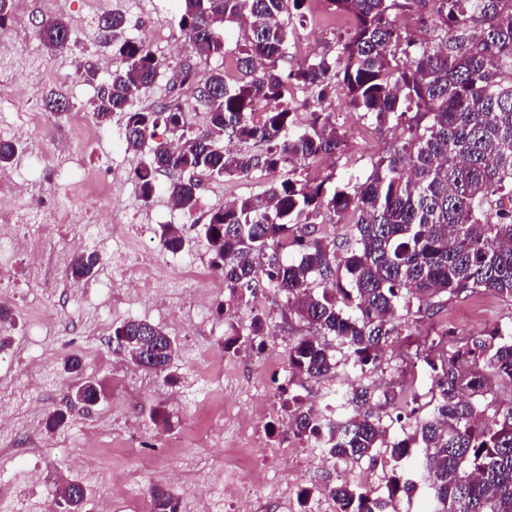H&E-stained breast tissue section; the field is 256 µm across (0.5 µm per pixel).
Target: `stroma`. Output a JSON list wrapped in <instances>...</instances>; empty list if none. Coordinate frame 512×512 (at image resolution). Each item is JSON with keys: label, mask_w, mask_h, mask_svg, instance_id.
<instances>
[{"label": "stroma", "mask_w": 512, "mask_h": 512, "mask_svg": "<svg viewBox=\"0 0 512 512\" xmlns=\"http://www.w3.org/2000/svg\"><path fill=\"white\" fill-rule=\"evenodd\" d=\"M17 8L18 15L0 27V128L22 125L27 130L9 168L23 180L10 203L19 207L41 193L63 196L77 221L61 225L36 266L19 253H0V277L14 293L0 307L15 326L0 349V512H41L42 504L55 497L59 475L85 485L81 512H101L103 501L112 496L113 473L146 484L165 466L182 471L180 483L168 490L186 501V512H208L210 493L224 491V451L214 447L212 428L224 412V388L235 380L233 356L224 349L228 329L218 312L228 290L223 282L203 281L192 298L171 286L159 304L147 292L117 287L120 271L114 260L121 254L133 263L145 253L170 260L155 230L176 224L188 242L186 255L200 272H209L211 253L200 235L204 211L261 193L264 180L206 181L201 211L193 217L171 210L162 190L152 204L143 205L134 179L138 159L125 150L120 116L75 140L70 115L43 106L47 92L60 89L75 111L90 110L96 90L83 81L80 66L96 50L92 37L99 19L112 11L125 15L128 37L144 40L165 63L155 85L141 95V106L170 101L172 69L189 57L178 0H18ZM49 16L66 17L79 37L58 56L37 36V23ZM346 28L345 18L331 16L314 0L296 37L307 42L306 52L313 55ZM335 108L345 148L323 156L318 168L339 177L366 178L368 156L383 153L401 130L387 125L374 131L344 101ZM90 234L99 264L90 279L76 282L62 272L59 255ZM128 319L147 320L175 338V382L113 352L112 331ZM495 329L512 332V299L492 292L452 298L438 315L413 324L409 335L390 340L371 372L339 370L329 379L374 389L389 384L402 368L403 350L426 347L443 334L466 330L485 336ZM303 333L298 321L277 314L270 318L264 349L250 342L243 349L254 384L272 388L276 370L270 353L287 352ZM74 355L83 363L78 374L64 368ZM84 376L101 383V402L90 409H67L65 423L47 430L48 417L66 408L70 389ZM393 465L386 454L351 464L332 460L320 471L318 484L330 488L352 469L382 495Z\"/></svg>", "instance_id": "stroma-1"}]
</instances>
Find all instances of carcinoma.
Wrapping results in <instances>:
<instances>
[{
    "label": "carcinoma",
    "instance_id": "obj_1",
    "mask_svg": "<svg viewBox=\"0 0 512 512\" xmlns=\"http://www.w3.org/2000/svg\"><path fill=\"white\" fill-rule=\"evenodd\" d=\"M322 2L329 14L349 17L350 26L323 53L296 61L291 40L310 0H181L180 26L195 63L218 62L199 86L195 63L179 66L181 83L194 85L206 114L199 131L178 103L139 106L163 62L147 43L125 35V16L114 11L96 33L112 56V75L94 103L97 123L122 115L127 150L147 151L134 169L146 206L161 174L169 177V198L188 215L200 202L197 173L267 178L262 193L209 210L204 238L234 299L259 288L285 295L288 313L311 331L289 348L288 369L313 378L336 370L329 336L364 374L389 339L402 335L397 311L418 322L464 293L512 298V0ZM406 12L418 18L413 34L396 25ZM234 23L239 35L231 46L226 30ZM38 36L58 53L76 42L58 17L42 19ZM340 98L362 120L403 128L370 158L363 182L309 173L322 155L343 151L331 110ZM45 105L57 114L73 108L60 91ZM160 127L168 134L162 141ZM315 224L350 225L355 233L315 237ZM156 236L166 251L185 247L174 224L158 225ZM294 251L297 261L289 259ZM97 263L96 252L82 251L70 274L88 278ZM247 316L248 335H267L265 313L251 309ZM224 322L229 349L240 340L229 306ZM112 343L135 365L170 378L178 347L162 328L129 319L114 329ZM422 358L431 376L428 402L419 404L416 393L383 392L405 411L396 420L414 423L413 434L391 445V456L400 462L418 446L433 512H512V337L468 336L451 353L437 337ZM101 397L99 382L88 378L67 404L88 409ZM371 399L365 387L329 417L312 407L291 410L293 433L322 440L334 459L370 458L388 446L380 417L358 410ZM412 488L401 470L389 478L385 499L347 482L330 493L337 512H385ZM59 494L67 512H78L86 488L71 481ZM150 508L176 512L174 496L154 489Z\"/></svg>",
    "mask_w": 512,
    "mask_h": 512
}]
</instances>
